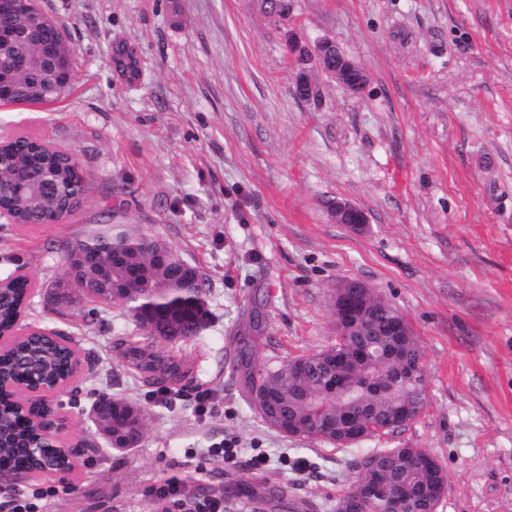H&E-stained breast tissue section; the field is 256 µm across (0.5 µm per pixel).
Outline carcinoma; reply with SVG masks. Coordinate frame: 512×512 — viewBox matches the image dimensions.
Here are the masks:
<instances>
[{"instance_id": "cac0c4a2", "label": "carcinoma", "mask_w": 512, "mask_h": 512, "mask_svg": "<svg viewBox=\"0 0 512 512\" xmlns=\"http://www.w3.org/2000/svg\"><path fill=\"white\" fill-rule=\"evenodd\" d=\"M45 14L37 9L17 18H0L3 27L17 24L30 27L39 24ZM17 54L32 55L27 43H13L0 48V73L11 71L10 61ZM58 62L46 57L34 68L17 75L10 82V92L16 103H50L66 89L62 84ZM37 179L42 194L34 201L18 175ZM90 174L69 152L51 147L30 136H17L0 150V207L19 225L48 224L56 211L79 208L86 198ZM86 248L66 250L63 259L65 275L76 283L90 275L96 286L103 289L104 304L128 311L137 330L143 322L137 314L142 294L150 293L157 301L148 313L154 334H140L143 344L129 348L128 361L153 380L169 381L183 377L184 370L174 356L154 349L153 343L162 337L172 343V337L190 339L196 335L198 323L206 321L208 310L201 303L198 283L204 282L200 272L185 264L164 243L133 230L127 224H114L85 238ZM29 282L19 280L6 286L0 294V325L7 326L13 317L14 305L27 292ZM372 304L377 316L360 336H342L336 345L316 353L290 357L277 364H265L257 375H248L250 391L263 390L268 395L266 410L260 418L271 425L275 418L290 427L304 424L298 437L304 440L333 444L321 431L326 423L338 424L349 412L366 410L367 423L377 435H392L397 428L386 425V416L399 404L412 403L422 411L427 403L425 382L403 375L390 354L393 336L389 331L391 312L397 311L381 295ZM66 348L49 344L39 335L24 336L10 354L0 359V378L7 381L50 383L69 371ZM383 380L381 391L367 396L363 386L369 376ZM104 418L112 424V444L120 448L130 431L145 428L144 410L122 399H112V408L105 409ZM34 437L18 414L3 409L0 421V465L21 467L28 464L27 447ZM376 453L363 455L365 459ZM378 458V457H376ZM381 471L377 479L381 490L400 486L407 492L408 512H431L430 491L434 485H446L447 475L439 462L419 467L400 455L378 458ZM368 473L356 469L339 501L350 512H385L383 498L368 499Z\"/></svg>"}]
</instances>
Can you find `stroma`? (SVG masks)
<instances>
[{
	"mask_svg": "<svg viewBox=\"0 0 512 512\" xmlns=\"http://www.w3.org/2000/svg\"><path fill=\"white\" fill-rule=\"evenodd\" d=\"M285 2L37 0L74 50L73 81L51 103L0 105V136L41 138L91 175L65 223H0V269L36 288L24 324L81 359L58 396L80 457L50 512H163L173 475L223 512H335L375 448L438 457L439 512H512V0ZM292 36L335 42L367 71L364 92L315 70L318 98H299ZM339 199L368 213L363 232L331 218ZM110 224L162 240L205 281V328L157 345L180 381L129 367L126 310L45 303L64 246ZM345 279L405 315L428 403L397 433L339 448L265 425L239 350L256 311V365L334 344ZM102 393L144 409L137 447L113 453L83 415ZM221 440L237 455L219 464L206 450Z\"/></svg>",
	"mask_w": 512,
	"mask_h": 512,
	"instance_id": "35a3bbf8",
	"label": "stroma"
}]
</instances>
